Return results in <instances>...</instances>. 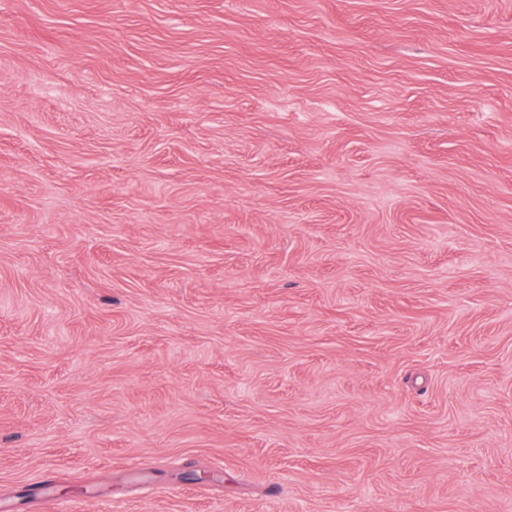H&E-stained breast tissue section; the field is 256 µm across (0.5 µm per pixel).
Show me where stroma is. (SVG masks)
Returning <instances> with one entry per match:
<instances>
[{
  "label": "stroma",
  "instance_id": "obj_1",
  "mask_svg": "<svg viewBox=\"0 0 512 512\" xmlns=\"http://www.w3.org/2000/svg\"><path fill=\"white\" fill-rule=\"evenodd\" d=\"M23 490L512 512V0H0Z\"/></svg>",
  "mask_w": 512,
  "mask_h": 512
}]
</instances>
